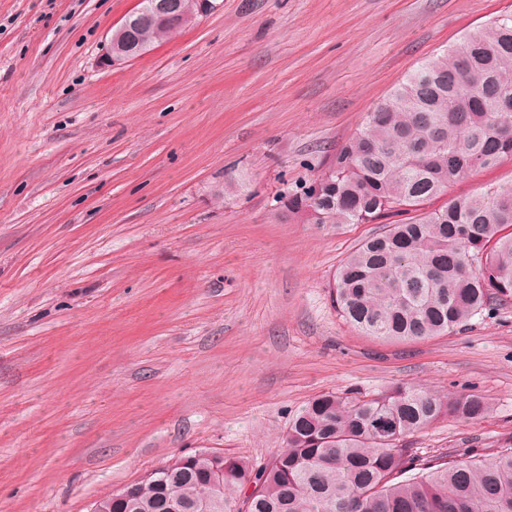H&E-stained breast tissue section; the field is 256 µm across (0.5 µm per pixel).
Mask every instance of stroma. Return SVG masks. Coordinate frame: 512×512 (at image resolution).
<instances>
[{"label": "stroma", "mask_w": 512, "mask_h": 512, "mask_svg": "<svg viewBox=\"0 0 512 512\" xmlns=\"http://www.w3.org/2000/svg\"><path fill=\"white\" fill-rule=\"evenodd\" d=\"M137 4L0 0V512H87L199 450L265 465L325 392L470 389L489 414L413 454L512 448V299L444 336L361 335L330 281L378 225L278 202L512 0H217L107 64Z\"/></svg>", "instance_id": "35a3bbf8"}]
</instances>
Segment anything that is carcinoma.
I'll list each match as a JSON object with an SVG mask.
<instances>
[{"label": "carcinoma", "mask_w": 512, "mask_h": 512, "mask_svg": "<svg viewBox=\"0 0 512 512\" xmlns=\"http://www.w3.org/2000/svg\"><path fill=\"white\" fill-rule=\"evenodd\" d=\"M144 53L172 30L131 27ZM512 158V14L423 61L367 113L327 171L288 194L302 224H371L336 268L330 293L364 336L409 343L462 330L494 299L512 297V182L428 202L455 181ZM471 390L443 397L414 385L373 396L325 392L288 423L285 446L260 469L191 453L165 482L141 483L106 512H512V450L477 463L422 466L412 438L445 416L484 418Z\"/></svg>", "instance_id": "cac0c4a2"}]
</instances>
